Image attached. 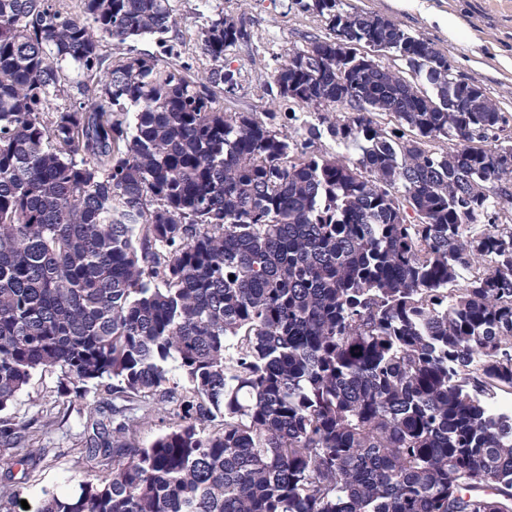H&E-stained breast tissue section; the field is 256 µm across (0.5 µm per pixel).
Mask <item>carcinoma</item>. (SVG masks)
Segmentation results:
<instances>
[{"instance_id": "obj_1", "label": "carcinoma", "mask_w": 512, "mask_h": 512, "mask_svg": "<svg viewBox=\"0 0 512 512\" xmlns=\"http://www.w3.org/2000/svg\"><path fill=\"white\" fill-rule=\"evenodd\" d=\"M80 5L0 0V412L55 370L82 400L186 404L148 448L136 415L88 404V457L112 474L33 512H512V417L485 404L512 390L506 113L448 111L469 83L433 43L312 0L322 62L295 51L273 83L345 112L300 142L217 104L244 17L202 30L203 82L102 52L165 41L170 0ZM338 40L412 79L336 58ZM323 125L358 158L321 152ZM51 423L1 416L0 468L39 465Z\"/></svg>"}]
</instances>
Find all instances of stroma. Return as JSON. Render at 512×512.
<instances>
[{
  "mask_svg": "<svg viewBox=\"0 0 512 512\" xmlns=\"http://www.w3.org/2000/svg\"><path fill=\"white\" fill-rule=\"evenodd\" d=\"M342 4L383 15L409 33L434 42L447 54L455 76L475 82L499 101L503 111L512 113V0H423L419 7L401 5L399 0H342ZM173 5L183 23L168 40L189 64L194 78L210 68L199 40L209 18L221 10L245 16L251 40L225 54L239 88L234 97H219L218 103L230 112L274 113L276 125L295 133L305 110L292 108L271 91V75L288 52L306 47L308 39L328 37L325 22L302 11L294 0H173ZM448 12L456 16L462 36H449L447 28L437 22V14ZM292 111L297 114L293 120L288 117ZM66 384L60 372L36 374L9 405L6 414L15 422L32 421L48 409L54 423L39 441L50 451L47 460L27 474L16 469L8 475L0 470V489L22 485L25 500L31 501L46 490L70 494L85 476L106 473V466L86 458L84 446L92 433L89 405L111 407L112 395L94 388L81 400L67 392Z\"/></svg>",
  "mask_w": 512,
  "mask_h": 512,
  "instance_id": "obj_1",
  "label": "stroma"
}]
</instances>
